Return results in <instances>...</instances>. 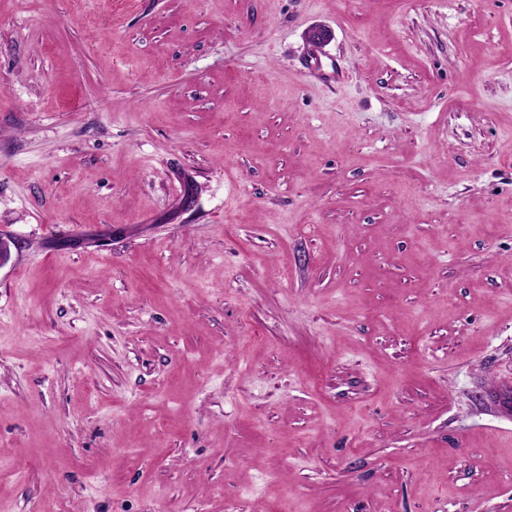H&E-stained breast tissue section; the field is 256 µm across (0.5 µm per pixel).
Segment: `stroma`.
Segmentation results:
<instances>
[{"instance_id":"stroma-1","label":"stroma","mask_w":512,"mask_h":512,"mask_svg":"<svg viewBox=\"0 0 512 512\" xmlns=\"http://www.w3.org/2000/svg\"><path fill=\"white\" fill-rule=\"evenodd\" d=\"M0 237V512H512V0H0Z\"/></svg>"}]
</instances>
